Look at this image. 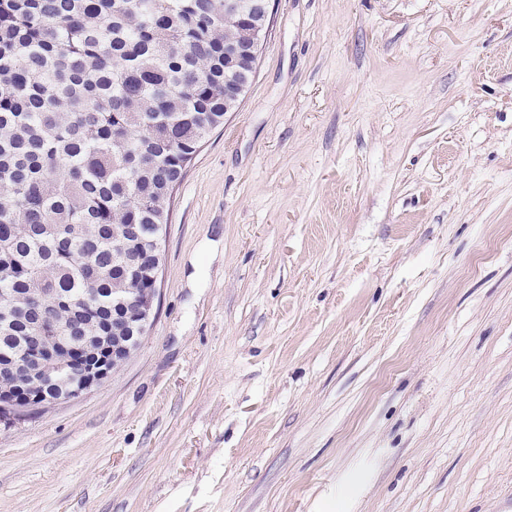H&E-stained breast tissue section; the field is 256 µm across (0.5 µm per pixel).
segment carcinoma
<instances>
[{
  "label": "carcinoma",
  "mask_w": 512,
  "mask_h": 512,
  "mask_svg": "<svg viewBox=\"0 0 512 512\" xmlns=\"http://www.w3.org/2000/svg\"><path fill=\"white\" fill-rule=\"evenodd\" d=\"M224 0H0V359L35 334L5 300L93 291L96 336L123 260L118 224H166L170 187L224 123Z\"/></svg>",
  "instance_id": "obj_1"
}]
</instances>
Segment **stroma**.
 <instances>
[{
	"instance_id": "35a3bbf8",
	"label": "stroma",
	"mask_w": 512,
	"mask_h": 512,
	"mask_svg": "<svg viewBox=\"0 0 512 512\" xmlns=\"http://www.w3.org/2000/svg\"><path fill=\"white\" fill-rule=\"evenodd\" d=\"M155 320L0 423V512H512V0H273Z\"/></svg>"
}]
</instances>
